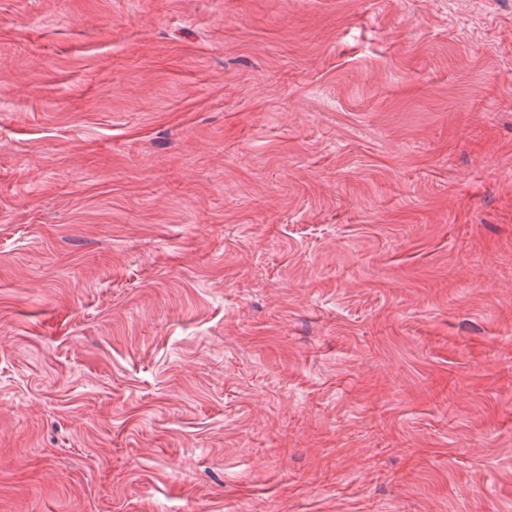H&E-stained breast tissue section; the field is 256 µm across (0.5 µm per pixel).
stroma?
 Listing matches in <instances>:
<instances>
[{"label":"stroma","mask_w":512,"mask_h":512,"mask_svg":"<svg viewBox=\"0 0 512 512\" xmlns=\"http://www.w3.org/2000/svg\"><path fill=\"white\" fill-rule=\"evenodd\" d=\"M0 512H512V0H0Z\"/></svg>","instance_id":"stroma-1"}]
</instances>
